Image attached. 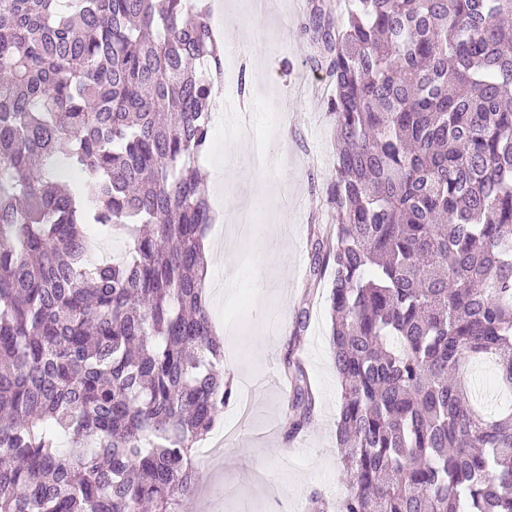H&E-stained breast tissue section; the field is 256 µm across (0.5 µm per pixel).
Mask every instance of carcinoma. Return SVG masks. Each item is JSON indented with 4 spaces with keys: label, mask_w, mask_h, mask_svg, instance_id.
Instances as JSON below:
<instances>
[{
    "label": "carcinoma",
    "mask_w": 512,
    "mask_h": 512,
    "mask_svg": "<svg viewBox=\"0 0 512 512\" xmlns=\"http://www.w3.org/2000/svg\"><path fill=\"white\" fill-rule=\"evenodd\" d=\"M0 0V512H178L233 395L200 174L222 52L187 0ZM512 0H343L326 273L350 493L307 512H512ZM64 158L90 187L54 179ZM129 240L88 260L87 227ZM288 434L317 401L304 367Z\"/></svg>",
    "instance_id": "obj_1"
}]
</instances>
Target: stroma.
I'll list each match as a JSON object with an SVG mask.
<instances>
[{"label":"stroma","mask_w":512,"mask_h":512,"mask_svg":"<svg viewBox=\"0 0 512 512\" xmlns=\"http://www.w3.org/2000/svg\"><path fill=\"white\" fill-rule=\"evenodd\" d=\"M212 5L217 38L239 31L251 48L237 61L246 67V97L230 94L229 102L248 113V148L266 145L267 187L257 191L252 167L229 165L231 140L214 137L201 162L204 175L222 170L220 204L237 212L256 200L268 204L259 237L269 227L282 231L278 250L244 245L234 223H215L207 238L238 255L239 277L230 292L209 291L208 308L224 338V373L230 378H257L253 409L233 441L224 427L237 412L230 402L213 429L198 445L196 494L185 499L181 512H304L312 491L341 498L348 491L334 430L340 391L331 361L330 315L325 303L313 305L304 331L296 315L307 286L311 262L310 229L326 223L323 197L336 169L335 124L328 104L313 98L324 85L321 33L314 20L324 0H267L263 14H249L248 0H205ZM274 72L285 89L277 96L265 76ZM262 267L254 282L253 267ZM305 354L307 370L318 390L311 425L288 438V415L278 388L267 384L273 363L283 362L290 346Z\"/></svg>","instance_id":"1"}]
</instances>
